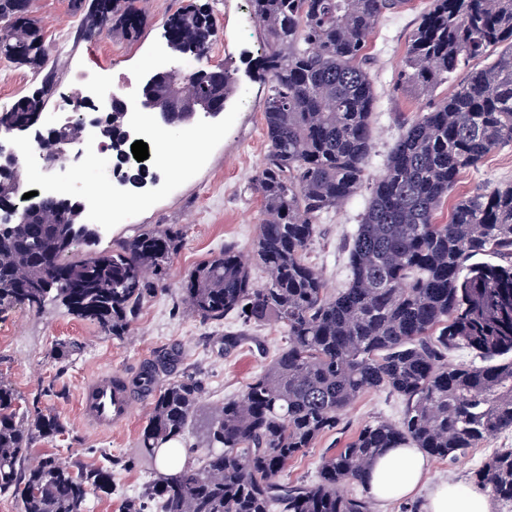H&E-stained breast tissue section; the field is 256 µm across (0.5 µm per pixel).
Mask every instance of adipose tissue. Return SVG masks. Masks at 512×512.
<instances>
[{
	"label": "adipose tissue",
	"instance_id": "1",
	"mask_svg": "<svg viewBox=\"0 0 512 512\" xmlns=\"http://www.w3.org/2000/svg\"><path fill=\"white\" fill-rule=\"evenodd\" d=\"M429 461L418 448H389L373 462L368 473L372 495L408 498L427 485ZM425 512H490L486 498L459 491L448 483L428 485Z\"/></svg>",
	"mask_w": 512,
	"mask_h": 512
}]
</instances>
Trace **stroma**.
<instances>
[{"label":"stroma","mask_w":512,"mask_h":512,"mask_svg":"<svg viewBox=\"0 0 512 512\" xmlns=\"http://www.w3.org/2000/svg\"><path fill=\"white\" fill-rule=\"evenodd\" d=\"M210 13L216 36L201 64L218 69L230 64L238 69L240 89L218 118L198 117L194 125L174 129V136L194 140L199 128L214 130V137L194 149L186 167L152 168V180L139 190L135 205L115 214L84 213L83 223L100 228L93 248L109 250L142 228L167 225L181 233L156 293L138 311L122 336L101 332L93 322L70 314L64 306L50 304L35 312L21 303L0 307V378L12 384L24 405L39 404L64 424L57 436L37 442L33 456L52 455L66 464L104 465L111 485L92 489L87 512H123L124 502L141 496L154 475L135 461L140 432L151 412L150 404L136 405L128 421L107 432L84 422L78 409L79 392L88 378L100 372L136 378L158 351L175 355L170 369L160 372L158 384L185 374L197 376L202 399L221 405L237 395L269 363L283 344L286 329L269 322L252 329L253 340L233 353L224 351V330L235 326L229 317L222 324L205 323L181 302L180 286L203 261L224 246L252 254L262 218V201L253 178L268 150L263 119L266 86L256 73L264 36L253 15L251 0H147V22L137 39L114 28L96 39L79 35L80 18L70 0H33L35 18L51 48L57 90L44 118L54 121L66 112L64 96L75 76L91 72L112 82H131L140 89L155 72L180 67L185 57L169 49L165 23L187 5ZM430 0H407L386 14L371 32L365 67L377 96L373 114V140L367 165L368 179L383 171L401 123L428 112L452 94L463 78L453 74L426 92L401 84L399 72L410 36L428 9ZM40 76L24 65L0 62V110L20 96L32 93ZM512 183V144L490 153L477 168L463 172L452 191L458 200L499 185ZM370 197L362 187L354 198L324 214L305 259L321 273L329 293L344 288L349 279L348 249ZM75 343L78 350L65 361L52 357L57 343ZM405 402L386 391H369L339 415L336 430L319 437L305 455L289 462L285 476L291 481H313L323 457L335 453L364 426L379 420L400 422ZM501 448H512V430L481 441L457 459L430 458L428 480H448L473 490V471Z\"/></svg>","instance_id":"obj_1"}]
</instances>
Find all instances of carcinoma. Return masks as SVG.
<instances>
[{"label":"carcinoma","mask_w":512,"mask_h":512,"mask_svg":"<svg viewBox=\"0 0 512 512\" xmlns=\"http://www.w3.org/2000/svg\"><path fill=\"white\" fill-rule=\"evenodd\" d=\"M265 37L258 77L268 87V151L253 186L264 218L254 254L261 288L234 247L202 263L181 284L182 299L204 322L234 315L242 329L224 332V352L240 348L247 329L271 319L287 329L277 356L242 392L206 417L205 454L154 479L126 501L124 512H372L366 478L386 448L414 446L456 459L479 442L512 429V184L464 197L448 221L437 215L459 175L512 142V0H431L411 36L401 81L429 90L469 61L502 48L471 69L455 93L405 125L349 249L346 288L330 295L305 262L317 221L354 197L365 182L376 94L364 67L367 37L403 0H251ZM146 0H71L83 15L81 35L118 27L136 37ZM171 48L204 55L216 36L201 8L166 21ZM0 58L40 74L50 53L31 0H0ZM236 69L206 67L151 87L222 109L236 94ZM53 92L37 90L0 112L1 127L43 115ZM126 115L105 117L103 136L115 157L126 149ZM76 201L46 195L28 205L0 236V302L21 300L35 311L59 303L123 336L167 274L179 235L154 225L109 251L82 254L64 244L63 226L81 223ZM466 348L488 363L448 367V352ZM159 352L142 380L169 365ZM200 382L183 376L154 394L138 440L144 463L157 448L193 429ZM370 390L406 401L398 424L361 428L324 458L315 482H288V461L336 428L341 411ZM62 431L58 417L22 407L0 379V495L18 497L23 512H86L92 488L110 483L103 468H73L52 455L31 462L39 440ZM477 484L512 502V448L475 471ZM346 484L361 487L347 494Z\"/></svg>","instance_id":"cac0c4a2"}]
</instances>
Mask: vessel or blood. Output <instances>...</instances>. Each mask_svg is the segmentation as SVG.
I'll return each instance as SVG.
<instances>
[{"label":"vessel or blood","instance_id":"1","mask_svg":"<svg viewBox=\"0 0 512 512\" xmlns=\"http://www.w3.org/2000/svg\"><path fill=\"white\" fill-rule=\"evenodd\" d=\"M150 391H133L118 374H102L89 380L79 394V411L86 423L108 429L124 422L135 401L149 400Z\"/></svg>","mask_w":512,"mask_h":512}]
</instances>
